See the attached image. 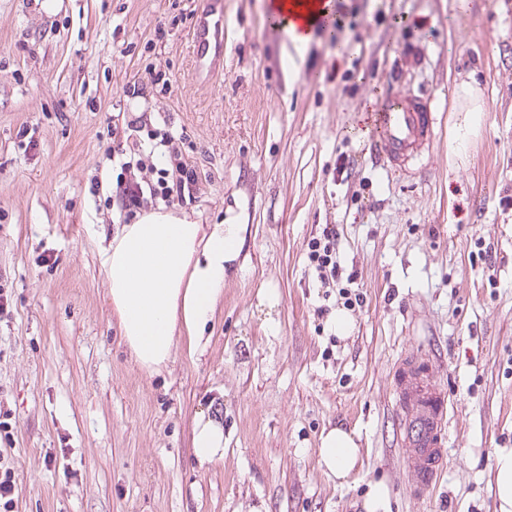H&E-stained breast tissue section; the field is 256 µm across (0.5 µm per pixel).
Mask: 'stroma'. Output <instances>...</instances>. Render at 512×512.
I'll use <instances>...</instances> for the list:
<instances>
[{"label": "stroma", "mask_w": 512, "mask_h": 512, "mask_svg": "<svg viewBox=\"0 0 512 512\" xmlns=\"http://www.w3.org/2000/svg\"><path fill=\"white\" fill-rule=\"evenodd\" d=\"M270 2L224 0V56L201 69L207 0H0V476L15 484L0 512H365L378 482L390 512H496L495 455L512 448V0H342L341 29L302 48L268 28ZM471 74L483 110L468 131L454 106ZM393 91L428 96L437 135L388 177L359 124ZM137 118L186 136L198 185L173 211L243 227L196 348L178 340L153 374L100 261L125 221L106 152ZM328 224L330 284L307 258ZM409 362L447 402L427 479L402 429ZM203 416L224 428L206 465ZM337 425L362 448L342 486L317 456ZM194 455L200 464L213 463L224 458V428L202 417L192 437Z\"/></svg>", "instance_id": "stroma-1"}]
</instances>
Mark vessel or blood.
<instances>
[{
	"label": "vessel or blood",
	"mask_w": 512,
	"mask_h": 512,
	"mask_svg": "<svg viewBox=\"0 0 512 512\" xmlns=\"http://www.w3.org/2000/svg\"><path fill=\"white\" fill-rule=\"evenodd\" d=\"M197 65L224 53V5L213 0L197 21L192 36ZM436 115L416 95L391 94L369 117V150L387 175H395L429 150L435 138Z\"/></svg>",
	"instance_id": "vessel-or-blood-1"
}]
</instances>
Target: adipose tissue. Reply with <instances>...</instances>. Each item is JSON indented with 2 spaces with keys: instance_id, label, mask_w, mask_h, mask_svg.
<instances>
[{
  "instance_id": "obj_1",
  "label": "adipose tissue",
  "mask_w": 512,
  "mask_h": 512,
  "mask_svg": "<svg viewBox=\"0 0 512 512\" xmlns=\"http://www.w3.org/2000/svg\"><path fill=\"white\" fill-rule=\"evenodd\" d=\"M241 243L240 225L208 231L175 211L152 210L117 228L103 249L102 268L137 364L160 370L177 337L198 340ZM317 455L330 478L347 482L361 460L360 437L342 426L323 429Z\"/></svg>"
}]
</instances>
